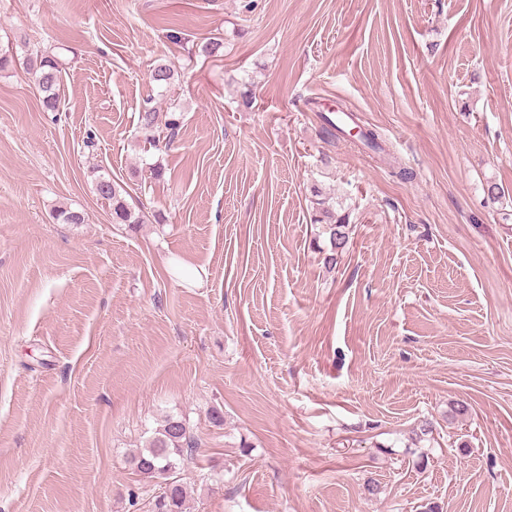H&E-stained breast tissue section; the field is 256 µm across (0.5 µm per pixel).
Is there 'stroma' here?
I'll return each instance as SVG.
<instances>
[{
    "mask_svg": "<svg viewBox=\"0 0 512 512\" xmlns=\"http://www.w3.org/2000/svg\"><path fill=\"white\" fill-rule=\"evenodd\" d=\"M28 47L63 64L55 111ZM8 48L0 512H149L128 459L169 414L186 512H512V0H0ZM102 189V187H104ZM95 192L96 194L111 203L112 205V219L117 224H141L144 223L143 215L135 213L127 205L122 197L117 184L112 182L110 178L99 176L95 179ZM315 214L312 216L314 224H321L324 234L329 240V254H326L324 261L328 268L336 266V252L343 250L349 241V224L345 215L336 214V210L323 199L317 200Z\"/></svg>",
    "mask_w": 512,
    "mask_h": 512,
    "instance_id": "obj_1",
    "label": "stroma"
}]
</instances>
